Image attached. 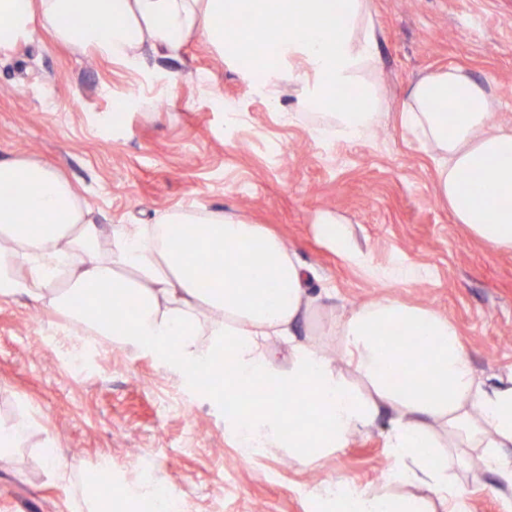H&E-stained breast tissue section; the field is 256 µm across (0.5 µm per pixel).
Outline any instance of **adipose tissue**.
I'll list each match as a JSON object with an SVG mask.
<instances>
[{
  "label": "adipose tissue",
  "instance_id": "ef3b65f1",
  "mask_svg": "<svg viewBox=\"0 0 512 512\" xmlns=\"http://www.w3.org/2000/svg\"><path fill=\"white\" fill-rule=\"evenodd\" d=\"M334 11L340 22L321 25ZM243 12L293 21L258 58L265 79L252 82L254 93L270 97L293 85L303 107L321 109L312 127L319 137L373 131L385 107L372 76V0H0V53L39 21L59 42L134 69L145 51L177 50L194 34L235 59L252 39L222 20ZM346 87L357 90L355 106L325 111ZM437 101L453 112L435 110ZM493 109L485 82L451 67L417 78L401 113L434 155L436 194L455 223L512 254V130L492 124ZM30 182L21 202H0V298L27 297L120 347L153 352L177 372L223 378L224 427L246 451L284 448L310 467L387 418L388 480L368 491L324 483L313 490L324 512H471L465 486L480 481L469 463L476 449L500 480L502 512H512V367L491 380L477 375L448 317L383 298L322 323L335 289L313 291L309 270L260 225L200 205L155 224H101L57 170L0 158V186ZM179 224L202 225L197 248L219 261L213 288H198L193 256L172 248ZM100 295L112 301L102 319L90 311ZM382 324L399 326V341L382 345ZM322 336L337 344L347 369L324 354ZM228 346L229 369L218 356ZM258 383L296 395L301 412L277 399L247 403Z\"/></svg>",
  "mask_w": 512,
  "mask_h": 512
}]
</instances>
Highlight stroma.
<instances>
[{
    "label": "stroma",
    "instance_id": "35a3bbf8",
    "mask_svg": "<svg viewBox=\"0 0 512 512\" xmlns=\"http://www.w3.org/2000/svg\"><path fill=\"white\" fill-rule=\"evenodd\" d=\"M372 2L385 113L365 139L313 136L293 86L271 100L251 93L241 66L197 36L177 54L146 53L134 70L38 28L0 54V157L58 168L108 224H151L200 204L261 225L335 285L337 307L386 297L430 307L493 376L512 366V254L454 223L400 106L420 75L457 66L487 81L492 122L511 129L512 0ZM229 112L241 115L230 133ZM329 216L376 267L401 263L419 278L405 286L349 263L316 233ZM218 385L108 340L75 354L56 315L0 298V421L29 424L0 469V512H72L81 478L59 475L53 455L111 464L123 487H167L177 512H321L310 492L322 481L367 489L386 478L383 419L314 467L284 448L243 457L224 431Z\"/></svg>",
    "mask_w": 512,
    "mask_h": 512
}]
</instances>
